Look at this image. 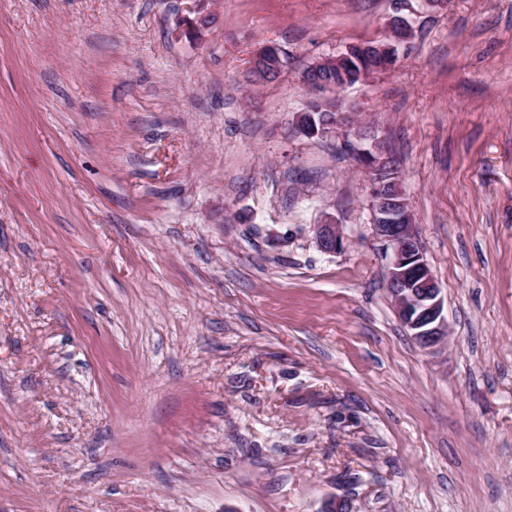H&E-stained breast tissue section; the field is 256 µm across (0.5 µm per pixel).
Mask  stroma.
I'll use <instances>...</instances> for the list:
<instances>
[{
    "mask_svg": "<svg viewBox=\"0 0 512 512\" xmlns=\"http://www.w3.org/2000/svg\"><path fill=\"white\" fill-rule=\"evenodd\" d=\"M397 14L341 97L398 160L432 351L348 142L293 123L300 71ZM330 498L512 512V0H0V512ZM282 55L281 60L276 56L264 57L262 60H259L256 63V66L251 70V83L253 85H262L276 80L280 76L282 72L281 70L286 63V53L283 51ZM277 62L280 64L279 69L275 66ZM315 238L322 251L336 253L343 247L342 237L331 217L326 216L321 224H314Z\"/></svg>",
    "mask_w": 512,
    "mask_h": 512,
    "instance_id": "stroma-1",
    "label": "stroma"
}]
</instances>
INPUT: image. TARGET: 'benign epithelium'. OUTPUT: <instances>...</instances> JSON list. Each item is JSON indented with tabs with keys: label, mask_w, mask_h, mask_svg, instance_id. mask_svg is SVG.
<instances>
[{
	"label": "benign epithelium",
	"mask_w": 512,
	"mask_h": 512,
	"mask_svg": "<svg viewBox=\"0 0 512 512\" xmlns=\"http://www.w3.org/2000/svg\"><path fill=\"white\" fill-rule=\"evenodd\" d=\"M393 42L370 46L372 52L384 59V69L396 64L395 43L410 37L411 28L395 18L390 25ZM295 124L308 136L331 137L351 135L357 140L370 138L367 148L358 151L361 165L371 180L373 223L376 234L391 249L392 257L387 274V289L403 326L412 339L423 349H434L445 342L448 322L443 315L441 289L435 279L421 247L417 225L411 219L409 202L403 189L391 194L390 184L384 177L398 169L387 141L373 134L354 112H338L316 128L309 113L298 112ZM315 238L322 251L335 253L342 249L343 240L331 217L314 225Z\"/></svg>",
	"instance_id": "benign-epithelium-1"
}]
</instances>
